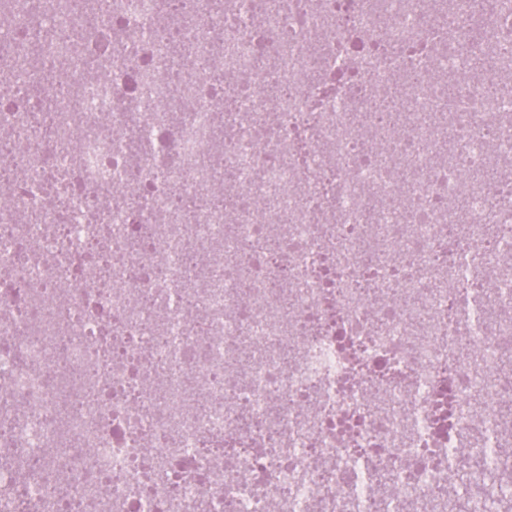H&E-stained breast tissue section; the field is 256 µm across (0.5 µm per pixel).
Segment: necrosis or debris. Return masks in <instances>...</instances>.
I'll use <instances>...</instances> for the list:
<instances>
[{
  "label": "necrosis or debris",
  "mask_w": 512,
  "mask_h": 512,
  "mask_svg": "<svg viewBox=\"0 0 512 512\" xmlns=\"http://www.w3.org/2000/svg\"><path fill=\"white\" fill-rule=\"evenodd\" d=\"M396 39L375 38L362 0H276L244 18L240 0H87L96 31L70 39V0H47L54 30L29 45L30 0L0 24V504L5 512H341L340 465L365 455L409 480L410 512L432 503L449 443L471 430L465 336L471 282L434 293L432 269L494 263L512 240V179L495 204L460 174L512 163V98L486 90L444 27L418 28L425 0H394ZM471 47L512 79V9L477 22L454 0ZM188 44L196 69L178 67ZM223 61L226 78L211 67ZM111 80L86 82L89 62ZM456 73V152L438 130L394 140L399 165L350 134L376 90L403 84L413 115L436 111L430 64ZM182 94L159 95L163 72ZM56 75L55 92L39 83ZM82 87L75 95L74 87ZM279 91L274 112L263 92ZM82 131L80 146L72 134ZM221 131L232 207L204 204ZM137 166L143 209L114 176ZM408 191L407 208L394 199ZM266 203L258 217L252 203ZM168 257L157 271L153 256ZM206 284L188 292L200 255ZM67 290L58 293L56 285Z\"/></svg>",
  "instance_id": "1"
}]
</instances>
